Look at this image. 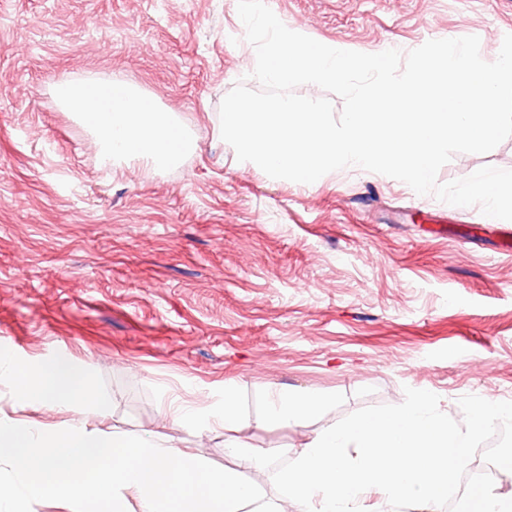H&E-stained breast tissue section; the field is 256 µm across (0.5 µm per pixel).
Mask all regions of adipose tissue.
<instances>
[{"label": "adipose tissue", "instance_id": "adipose-tissue-1", "mask_svg": "<svg viewBox=\"0 0 512 512\" xmlns=\"http://www.w3.org/2000/svg\"><path fill=\"white\" fill-rule=\"evenodd\" d=\"M55 96L95 133L103 166L174 167L192 148L177 118L133 83L64 81L56 85ZM2 373L14 382L19 403L38 400L54 408L80 405L90 415L103 412L102 401L84 385L82 365L72 358L32 367L1 351ZM320 405V398L311 393L277 390L271 395L269 414L275 421L290 422L314 413Z\"/></svg>", "mask_w": 512, "mask_h": 512}]
</instances>
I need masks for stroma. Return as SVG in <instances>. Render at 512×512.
Masks as SVG:
<instances>
[{
    "label": "stroma",
    "mask_w": 512,
    "mask_h": 512,
    "mask_svg": "<svg viewBox=\"0 0 512 512\" xmlns=\"http://www.w3.org/2000/svg\"><path fill=\"white\" fill-rule=\"evenodd\" d=\"M289 29L343 50L408 53L442 33L496 59L512 0H266ZM237 0H0V351L85 364L107 409L18 406L0 419L85 423L168 442L252 478L218 426L177 423L173 394L221 406L238 436L291 452L405 388L455 421L475 394L512 401V220L481 223L379 174L303 184L237 164L219 107L250 89L254 47ZM63 79L131 81L197 140L160 172L102 166L94 134L58 105ZM512 169V137L460 153L437 180ZM326 397L312 417L268 418L271 388ZM213 419L224 426L225 431L237 432L241 420L236 408L235 391L232 387L224 386V404L222 408L214 413Z\"/></svg>",
    "instance_id": "1"
}]
</instances>
